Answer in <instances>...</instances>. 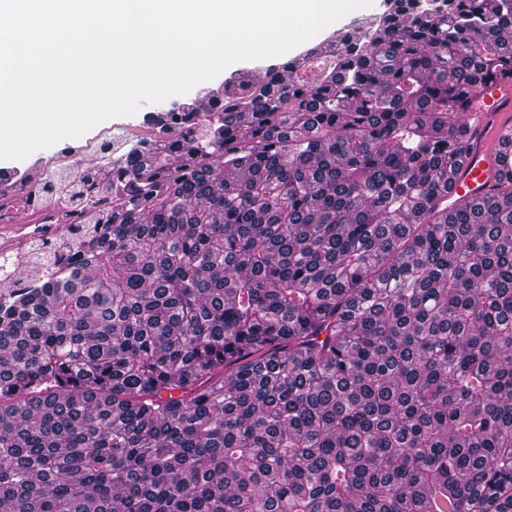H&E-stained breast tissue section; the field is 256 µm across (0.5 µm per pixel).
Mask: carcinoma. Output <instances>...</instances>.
<instances>
[{"mask_svg":"<svg viewBox=\"0 0 512 512\" xmlns=\"http://www.w3.org/2000/svg\"><path fill=\"white\" fill-rule=\"evenodd\" d=\"M512 0H380L45 184L0 288V512H512V157L448 209ZM28 199L27 219L18 220L15 215L13 223L0 224L1 281L5 287H13L12 268L29 263L35 249L66 257L68 251L61 249L59 243H72L80 232L70 224L72 206L67 199L48 193L43 187L29 193Z\"/></svg>","mask_w":512,"mask_h":512,"instance_id":"cac0c4a2","label":"carcinoma"}]
</instances>
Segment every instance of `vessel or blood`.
Wrapping results in <instances>:
<instances>
[{"label":"vessel or blood","instance_id":"obj_1","mask_svg":"<svg viewBox=\"0 0 512 512\" xmlns=\"http://www.w3.org/2000/svg\"><path fill=\"white\" fill-rule=\"evenodd\" d=\"M467 119L474 144L448 185V203L460 204L484 197L491 190L493 173L512 143L503 133L512 127V79L474 88L468 98Z\"/></svg>","mask_w":512,"mask_h":512}]
</instances>
